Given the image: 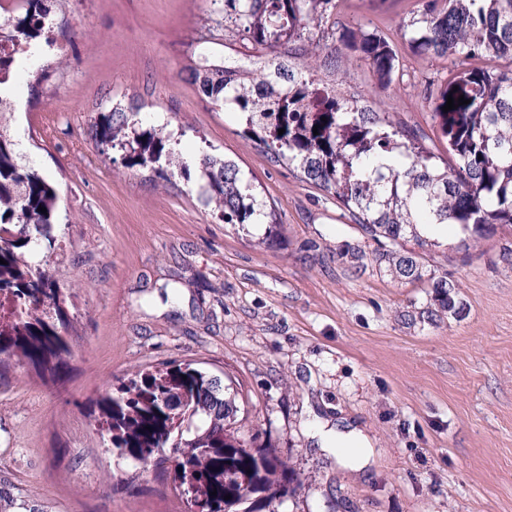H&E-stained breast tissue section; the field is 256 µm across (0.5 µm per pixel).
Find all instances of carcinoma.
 <instances>
[{"label":"carcinoma","instance_id":"obj_1","mask_svg":"<svg viewBox=\"0 0 512 512\" xmlns=\"http://www.w3.org/2000/svg\"><path fill=\"white\" fill-rule=\"evenodd\" d=\"M19 2L15 11L0 6V40L54 51L51 63L29 73L37 86L65 65L56 36H68L70 0ZM220 12L224 33L251 45L247 67L225 70L217 51L224 39L212 33L195 39L190 82L215 106L243 115L244 133L264 145L271 162H288L302 181L335 197L378 243V267L400 281L427 280L438 308L456 312V285L425 277L421 256L400 241L432 247L433 229L454 224L465 246L489 228H512V0H422L420 17L400 25L414 55L451 64L432 102L448 145L443 165L414 130L336 90L332 75L357 61L369 65L383 91L399 66L397 50L377 31L336 27V0H222ZM449 96L468 103L446 112ZM13 120L14 111L0 105V291L25 316L0 328V374L17 365L56 378L72 352L76 284L65 290L51 272L63 258L59 196L16 149L7 132ZM89 134L122 151L129 169L149 167L165 182L179 169L224 223L244 231L266 224L259 243L275 242V214L233 160L203 153L190 169L167 125L134 107L96 113ZM239 395L218 376L173 363L141 370L100 395L95 420L108 426L112 452L144 472L165 473L175 459L174 488L191 487L194 512H278L302 481L276 449L245 438ZM0 512L49 510L0 474Z\"/></svg>","mask_w":512,"mask_h":512}]
</instances>
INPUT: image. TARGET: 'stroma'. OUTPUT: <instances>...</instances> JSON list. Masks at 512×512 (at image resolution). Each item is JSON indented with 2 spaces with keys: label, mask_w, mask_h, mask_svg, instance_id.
<instances>
[{
  "label": "stroma",
  "mask_w": 512,
  "mask_h": 512,
  "mask_svg": "<svg viewBox=\"0 0 512 512\" xmlns=\"http://www.w3.org/2000/svg\"><path fill=\"white\" fill-rule=\"evenodd\" d=\"M416 5L338 0L342 23L389 35L401 61L387 91L363 63L342 88L380 99L442 156L427 92L448 63L403 44ZM218 16L213 0H71L63 76L23 91L13 126L70 218L57 228V276L86 287L68 377L15 368L0 380V474L51 512H183L172 485L108 451L91 401L137 369L193 362L240 380L246 434L302 474L280 512H512V230L466 249L458 227H437L425 268L456 284L460 310L406 322L411 307L432 306L431 289L371 263L375 241L336 198L270 162L189 82L191 43ZM115 104L182 129L188 163L234 159L272 207L277 244L257 246L264 225L225 223L180 172L159 186L91 139L92 118ZM350 427L372 441L361 472L359 449L336 439Z\"/></svg>",
  "instance_id": "obj_1"
}]
</instances>
